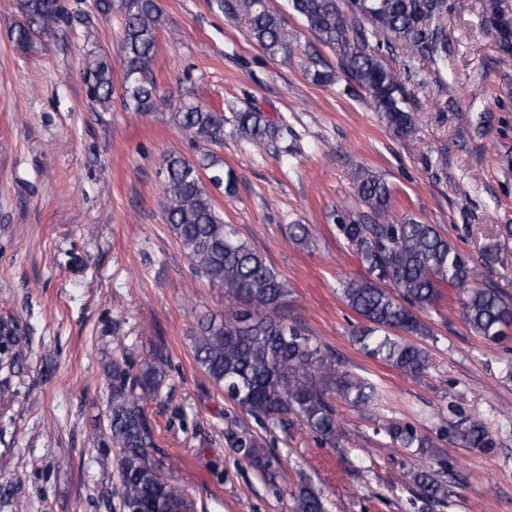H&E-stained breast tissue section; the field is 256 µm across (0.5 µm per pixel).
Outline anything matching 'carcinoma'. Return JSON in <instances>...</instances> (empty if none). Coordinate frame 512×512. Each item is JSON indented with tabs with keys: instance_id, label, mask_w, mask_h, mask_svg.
<instances>
[{
	"instance_id": "obj_1",
	"label": "carcinoma",
	"mask_w": 512,
	"mask_h": 512,
	"mask_svg": "<svg viewBox=\"0 0 512 512\" xmlns=\"http://www.w3.org/2000/svg\"><path fill=\"white\" fill-rule=\"evenodd\" d=\"M17 5L23 21L14 37L28 49L57 17L56 0H17ZM97 6L121 15L124 95L135 110L146 111L156 92L150 73L157 46L156 0H98ZM217 6L243 18L250 38L269 55L288 61V35L264 0H218ZM291 6L310 31L338 51L342 71L366 93L382 122L402 137L411 135L416 92L426 89L412 65L418 57L436 67L447 59L448 0H291ZM483 19L492 26L497 63L511 65L512 38L503 32L512 31V6L508 0H485ZM380 38L390 50L406 54L403 72L371 49V42ZM88 82L95 101H111L109 64L101 61L89 68ZM173 117L180 129L215 145L224 143L227 126L237 137L265 147L281 140L287 130L284 119L274 121L250 107L218 112L182 101ZM216 165L209 157L195 164L180 156H170L164 164L167 223L196 271L235 302L223 316L198 320L194 358L214 384L224 388V396L262 429L288 436L300 427L333 443L338 438L335 401L366 410L377 399V388L336 369L327 351L299 326L288 324L282 313L288 280L240 240L234 226L224 223L215 210L203 172L213 170L209 181L227 190L236 180L232 169ZM353 180L359 207L340 206L333 218L338 235L369 273L343 282L341 288L343 302L362 320L352 332L360 348L408 376L426 372L429 353L420 341L433 332L420 312L440 299L444 284L457 289L463 319L476 335L490 341L502 336L503 327L512 324V302L495 288L468 287L478 276L477 268L434 225L393 217L392 190L385 178L359 169ZM289 233L306 246L312 229L291 224ZM25 348L19 323L1 319L0 369L19 367ZM167 367V357L157 349L134 373L119 365L112 368L108 438L120 448L125 512H187L182 490L159 472L149 453L155 443L144 407L157 398ZM384 431L394 445L421 455L437 447L409 422L390 421ZM452 439L463 448L493 446L484 422L471 416L452 427ZM224 441L260 473L270 476L279 470V456L265 451L254 434L229 428ZM407 477L418 489L422 508L447 500V484L429 472H410ZM291 497L293 512H327L322 496L306 482L295 487Z\"/></svg>"
}]
</instances>
